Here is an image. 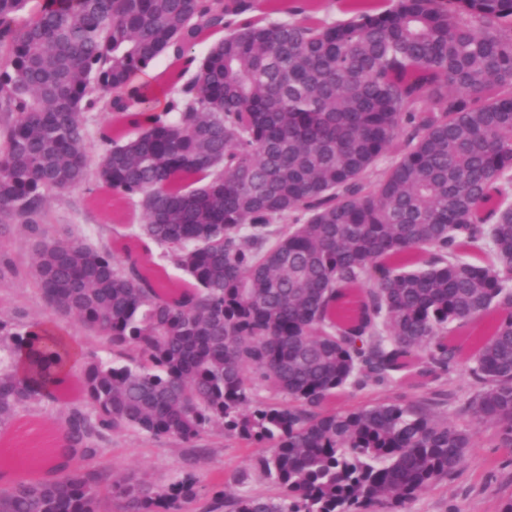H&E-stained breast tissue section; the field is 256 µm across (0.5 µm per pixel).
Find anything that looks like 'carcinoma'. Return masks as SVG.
Instances as JSON below:
<instances>
[{"instance_id": "obj_1", "label": "carcinoma", "mask_w": 512, "mask_h": 512, "mask_svg": "<svg viewBox=\"0 0 512 512\" xmlns=\"http://www.w3.org/2000/svg\"><path fill=\"white\" fill-rule=\"evenodd\" d=\"M81 186L125 232L53 229ZM511 192L512 0H0V236L29 234L42 300L99 339L73 383L64 337L0 317V428L71 404L51 475L0 512H189L192 476L86 462L115 433L215 429L276 489L231 512H403L464 469L471 430L337 403L462 364L459 413L512 452Z\"/></svg>"}]
</instances>
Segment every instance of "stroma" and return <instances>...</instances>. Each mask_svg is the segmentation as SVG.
<instances>
[{"instance_id": "35a3bbf8", "label": "stroma", "mask_w": 512, "mask_h": 512, "mask_svg": "<svg viewBox=\"0 0 512 512\" xmlns=\"http://www.w3.org/2000/svg\"><path fill=\"white\" fill-rule=\"evenodd\" d=\"M82 198V190L75 189L53 200L51 213L56 228L79 230L94 245L110 240L113 226L107 215L112 210L111 199L100 196L97 207L88 208ZM0 315L11 322L13 330L22 333L32 323H49L67 333L77 350L96 345L94 337L79 333L72 322L55 315L24 274L0 285ZM473 432L466 469L457 478L422 494L406 512H496L502 500L512 497V456L488 445L497 427L480 424ZM257 453V448L245 447L232 437L213 435L193 448L168 438L149 439L127 432L110 436L95 466L115 477L144 479L158 487L194 474L200 497L193 512H205L212 497L223 491L225 477L251 469Z\"/></svg>"}]
</instances>
